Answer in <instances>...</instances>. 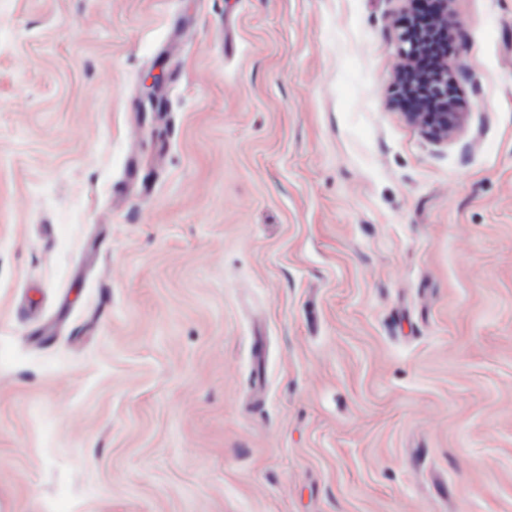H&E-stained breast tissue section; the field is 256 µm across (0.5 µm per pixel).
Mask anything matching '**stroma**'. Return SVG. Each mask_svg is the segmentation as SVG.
<instances>
[{"mask_svg": "<svg viewBox=\"0 0 512 512\" xmlns=\"http://www.w3.org/2000/svg\"><path fill=\"white\" fill-rule=\"evenodd\" d=\"M453 8L438 140L401 0H0V512H512V0ZM454 0H435L438 6V16L448 20V28L444 32V56L439 67L434 71L424 72L416 69L419 58L440 51L437 37L427 30L410 33L405 26H399L396 34V50L401 60L397 71L399 76L408 74V87L420 99L419 112H411L406 100L404 107L409 112H403L404 117L412 124L420 127L427 134L437 139H450L464 125L468 112H461V70L448 65V54L451 51V40L448 31H452L457 22L452 10ZM456 99L458 108L448 104L451 98Z\"/></svg>", "mask_w": 512, "mask_h": 512, "instance_id": "35a3bbf8", "label": "stroma"}]
</instances>
